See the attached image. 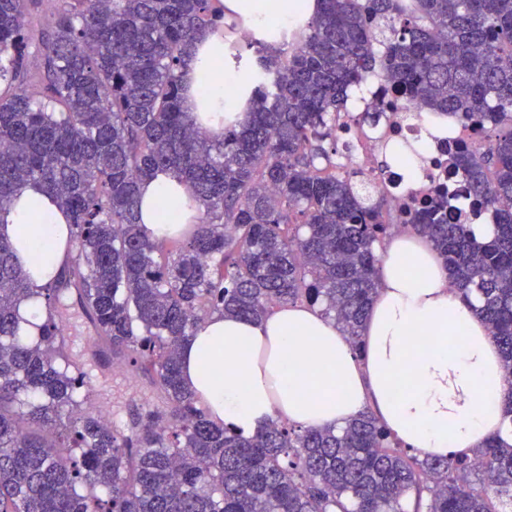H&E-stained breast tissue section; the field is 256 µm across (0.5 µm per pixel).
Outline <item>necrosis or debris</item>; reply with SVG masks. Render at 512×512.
<instances>
[{"label":"necrosis or debris","mask_w":512,"mask_h":512,"mask_svg":"<svg viewBox=\"0 0 512 512\" xmlns=\"http://www.w3.org/2000/svg\"><path fill=\"white\" fill-rule=\"evenodd\" d=\"M356 101V113L345 118L336 131L337 139L349 146L341 162L343 166L361 169L371 192L389 199L395 222L407 219L423 199L447 189L456 193L461 202L459 221L468 224L491 222V215L476 213L468 205L465 185L451 175L449 144L463 136L478 142L480 135L476 129L468 130L463 124L453 122L441 134L432 136L430 144L418 156L416 184L411 187L399 171L382 167L380 157L400 140L421 138L423 121L417 118L415 105L391 91L381 80L370 81L357 90ZM376 106L381 109L376 122L360 120V113L372 111Z\"/></svg>","instance_id":"obj_1"}]
</instances>
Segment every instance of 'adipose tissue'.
I'll return each mask as SVG.
<instances>
[{"label": "adipose tissue", "mask_w": 512, "mask_h": 512, "mask_svg": "<svg viewBox=\"0 0 512 512\" xmlns=\"http://www.w3.org/2000/svg\"><path fill=\"white\" fill-rule=\"evenodd\" d=\"M314 0H224L253 32L269 20L310 15ZM194 74L216 69L208 94L191 93L194 122L212 135L246 121L242 100L228 101L226 77H241L224 34L194 42ZM188 213L186 186L161 174L142 187V219L156 236L171 234L161 213ZM68 221L52 197L26 189L0 218L9 239L39 236L49 266L60 270ZM381 290L361 337V356L331 321L302 307H282L261 321L216 315L185 344L182 375L214 419L250 434L271 421L300 428L344 425L372 407L394 437L433 456L469 457L505 432L512 394L499 350L484 322L449 286L437 254L411 234L380 246ZM460 350L449 352V341Z\"/></svg>", "instance_id": "1"}]
</instances>
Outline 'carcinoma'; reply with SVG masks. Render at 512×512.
Returning <instances> with one entry per match:
<instances>
[{
  "mask_svg": "<svg viewBox=\"0 0 512 512\" xmlns=\"http://www.w3.org/2000/svg\"><path fill=\"white\" fill-rule=\"evenodd\" d=\"M0 0V215L40 188L69 217L66 261L29 286L0 234V512H512V445L472 457L409 453L365 409L343 427L210 419L180 349L211 316L259 320L304 305L360 350L380 286L390 205L336 166L347 90L379 78L426 112L482 132L452 154L493 236L452 218L454 195L402 225L477 303L512 385V0H314L305 26L254 51L248 120L212 137L185 108L196 34L221 0ZM186 183L192 229L157 238L143 181ZM74 294L100 344L151 376L155 403L109 422L70 352ZM45 309L37 341L20 306Z\"/></svg>",
  "mask_w": 512,
  "mask_h": 512,
  "instance_id": "carcinoma-1",
  "label": "carcinoma"
}]
</instances>
